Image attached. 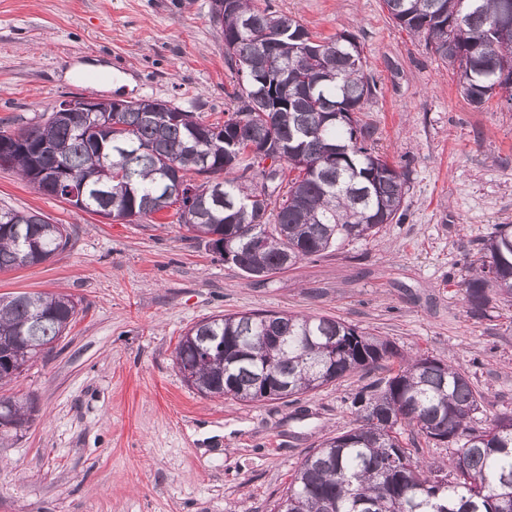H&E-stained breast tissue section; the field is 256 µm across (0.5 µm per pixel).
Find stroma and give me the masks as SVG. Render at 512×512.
I'll return each mask as SVG.
<instances>
[{
  "label": "stroma",
  "instance_id": "1",
  "mask_svg": "<svg viewBox=\"0 0 512 512\" xmlns=\"http://www.w3.org/2000/svg\"><path fill=\"white\" fill-rule=\"evenodd\" d=\"M318 37L356 35L376 85L364 118L407 174L404 215L372 237L246 278L173 210L129 224L78 210L0 167V207L73 231L46 262L0 272V296L62 293L76 324L1 396L32 420L0 446V512H277L307 452L353 424L361 387L433 356L466 371L483 427L512 414V305L469 314L461 284L512 224V110L474 108L451 66L383 0H260ZM211 0H0V130L71 97L159 99L205 122L235 106ZM267 310L337 318L400 355L320 389L241 404L187 387L178 340L207 318Z\"/></svg>",
  "mask_w": 512,
  "mask_h": 512
}]
</instances>
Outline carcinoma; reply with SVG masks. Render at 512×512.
<instances>
[{"label":"carcinoma","mask_w":512,"mask_h":512,"mask_svg":"<svg viewBox=\"0 0 512 512\" xmlns=\"http://www.w3.org/2000/svg\"><path fill=\"white\" fill-rule=\"evenodd\" d=\"M224 59L237 82L235 111L206 124L169 101L141 99L117 113L125 134L97 129L81 113L48 118L8 133L0 154L39 191L76 177L75 207L133 222L177 206V222L209 250L231 249L226 262L251 278L284 270L293 255L318 256L338 241L377 234L403 216L406 172L376 149L361 118L375 85L354 34L318 40L300 21L275 15L257 0H227ZM390 19L424 38L457 67L458 85L477 109L491 98L512 106V0H383ZM59 151L61 166L48 154ZM279 156L265 182L236 174L244 155ZM195 190L172 197L169 164ZM224 174L196 185L187 173ZM287 184L283 195L269 183ZM267 199L262 214L249 208ZM66 224L31 211L0 209V271L43 263L70 241ZM483 260L463 281L469 313L481 318L493 301L512 303V225L484 241ZM77 305L66 294L0 297V342L26 363L51 350L71 328ZM398 354L387 340L326 316L251 311L217 315L187 330L176 348L190 387L241 402L284 399L329 385ZM482 395L465 372L436 357L402 369L351 398L354 427L307 454L288 485L280 512H512V415L470 426ZM33 406L0 399V442L28 428ZM429 442L455 446L448 464L411 457L398 427Z\"/></svg>","instance_id":"1"}]
</instances>
